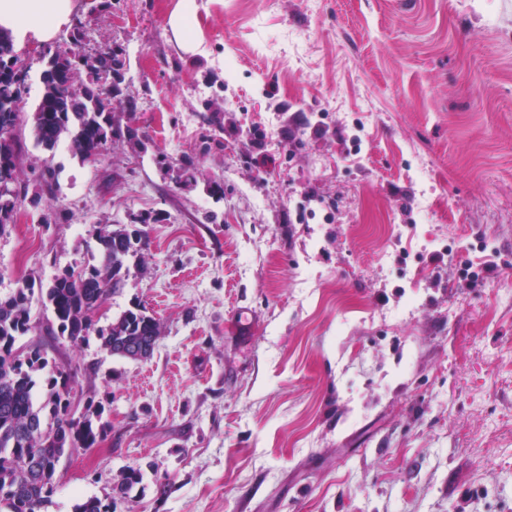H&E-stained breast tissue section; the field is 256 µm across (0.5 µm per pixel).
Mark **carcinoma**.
<instances>
[{
	"label": "carcinoma",
	"instance_id": "carcinoma-1",
	"mask_svg": "<svg viewBox=\"0 0 512 512\" xmlns=\"http://www.w3.org/2000/svg\"><path fill=\"white\" fill-rule=\"evenodd\" d=\"M83 26L70 33L73 49L41 72L42 94L33 112L36 145L51 151L62 137L86 161L95 152L107 150L108 142L123 136L122 127L112 123L108 108L117 102L135 107L123 98L120 83L101 84L114 67L122 64L124 49L106 44L84 62L89 80L67 81L66 75L80 56ZM0 130L16 127L22 119L25 100L11 79L0 80ZM24 143L17 137L0 136V164L22 155ZM10 176L17 184L9 211H17L28 184L20 180V167ZM102 263L76 266L57 274L47 288L40 289L42 304L51 311L47 320L50 335L78 345L94 336L100 346L123 359H146L153 354L160 323L146 309L127 310L111 324L98 327L92 315L116 293L130 273V262L148 249L147 231L119 226L96 233ZM35 281L24 280L6 296H0V512H46L55 492L57 463L75 448H91L107 435L103 402H88L75 415L70 394L73 374L50 364L39 346L20 347L17 341L31 329ZM143 480L141 470L127 469L103 496L78 500L72 512H117L118 505Z\"/></svg>",
	"mask_w": 512,
	"mask_h": 512
}]
</instances>
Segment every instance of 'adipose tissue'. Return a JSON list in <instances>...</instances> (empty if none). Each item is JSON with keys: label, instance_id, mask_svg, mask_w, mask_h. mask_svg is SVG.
Wrapping results in <instances>:
<instances>
[{"label": "adipose tissue", "instance_id": "obj_1", "mask_svg": "<svg viewBox=\"0 0 512 512\" xmlns=\"http://www.w3.org/2000/svg\"><path fill=\"white\" fill-rule=\"evenodd\" d=\"M75 10L74 0H0V31L18 45L49 42L67 24ZM196 0H179L168 27L178 46L190 54L203 53L196 26Z\"/></svg>", "mask_w": 512, "mask_h": 512}]
</instances>
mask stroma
Returning a JSON list of instances; mask_svg holds the SVG:
<instances>
[{"instance_id": "1", "label": "stroma", "mask_w": 512, "mask_h": 512, "mask_svg": "<svg viewBox=\"0 0 512 512\" xmlns=\"http://www.w3.org/2000/svg\"><path fill=\"white\" fill-rule=\"evenodd\" d=\"M178 2L75 0L145 148L93 166L19 130L22 180L59 189L0 235V295L159 217L94 315L146 307L150 359L54 339L33 302L21 344L110 424L47 512L131 467L119 512H512V0H197L204 56ZM196 0H180L177 9L170 16L168 27L178 46L190 54H204L203 42L196 26Z\"/></svg>"}]
</instances>
